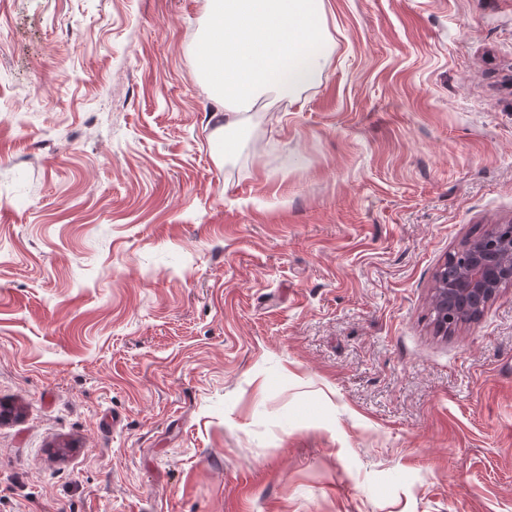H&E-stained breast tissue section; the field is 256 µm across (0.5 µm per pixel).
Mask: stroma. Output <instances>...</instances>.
I'll list each match as a JSON object with an SVG mask.
<instances>
[{
    "label": "stroma",
    "instance_id": "35a3bbf8",
    "mask_svg": "<svg viewBox=\"0 0 512 512\" xmlns=\"http://www.w3.org/2000/svg\"><path fill=\"white\" fill-rule=\"evenodd\" d=\"M242 118L205 0H0V512H512V0H325ZM457 251L464 258L457 275L450 280L444 275V288H433L432 299L440 310L435 328L442 335L454 332L460 324L474 321L481 315L462 312L448 323V307L453 311L463 308L481 312L495 298L502 283H512V235L503 237L492 249L473 239Z\"/></svg>",
    "mask_w": 512,
    "mask_h": 512
}]
</instances>
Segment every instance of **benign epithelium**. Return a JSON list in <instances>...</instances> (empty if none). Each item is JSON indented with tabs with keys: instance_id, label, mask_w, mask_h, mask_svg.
Listing matches in <instances>:
<instances>
[{
	"instance_id": "7a95c632",
	"label": "benign epithelium",
	"mask_w": 512,
	"mask_h": 512,
	"mask_svg": "<svg viewBox=\"0 0 512 512\" xmlns=\"http://www.w3.org/2000/svg\"><path fill=\"white\" fill-rule=\"evenodd\" d=\"M459 252L463 262L457 275L452 279L443 276V287L433 288V300L440 310L435 328L442 335L448 334V310L481 312L502 283H512V235L503 237L492 249L477 239L469 240Z\"/></svg>"
}]
</instances>
